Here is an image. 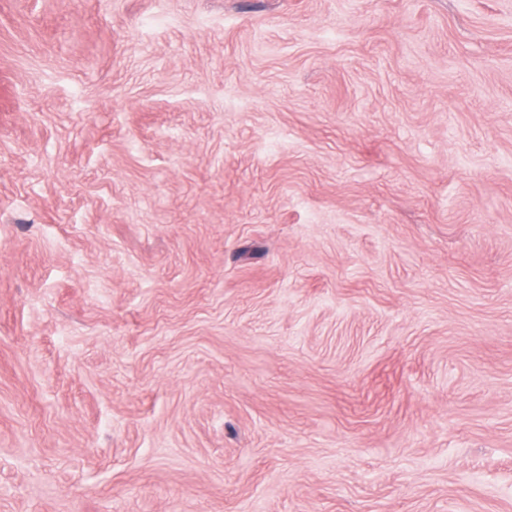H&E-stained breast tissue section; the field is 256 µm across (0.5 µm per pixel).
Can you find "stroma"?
<instances>
[{
	"label": "stroma",
	"instance_id": "35a3bbf8",
	"mask_svg": "<svg viewBox=\"0 0 512 512\" xmlns=\"http://www.w3.org/2000/svg\"><path fill=\"white\" fill-rule=\"evenodd\" d=\"M0 512H512V0H0Z\"/></svg>",
	"mask_w": 512,
	"mask_h": 512
}]
</instances>
